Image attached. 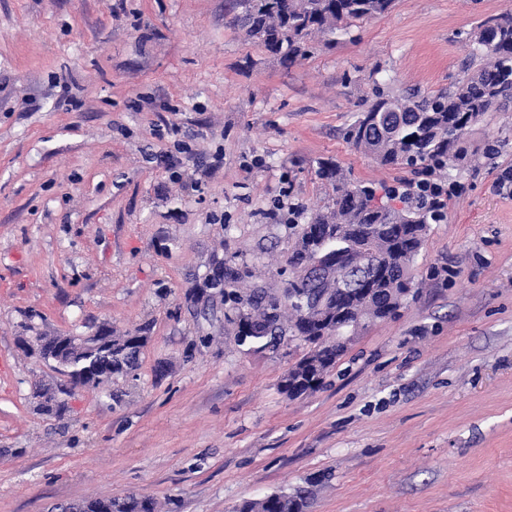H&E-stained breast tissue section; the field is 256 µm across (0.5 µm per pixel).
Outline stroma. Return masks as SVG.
Instances as JSON below:
<instances>
[{"label": "stroma", "mask_w": 512, "mask_h": 512, "mask_svg": "<svg viewBox=\"0 0 512 512\" xmlns=\"http://www.w3.org/2000/svg\"><path fill=\"white\" fill-rule=\"evenodd\" d=\"M512 0H395L287 65L227 0H0V512L133 494L160 512H236L315 481L307 512H512V111L463 172L412 267L415 300L358 328L312 393L281 381L307 353L239 343L218 266L282 294L332 189L396 184L345 131L374 86L435 92L469 33ZM222 153L203 201L148 154L156 126ZM147 328L139 367L71 386L26 336ZM64 394L62 413L42 394Z\"/></svg>", "instance_id": "stroma-1"}]
</instances>
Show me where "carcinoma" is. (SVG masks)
<instances>
[{
  "instance_id": "cac0c4a2",
  "label": "carcinoma",
  "mask_w": 512,
  "mask_h": 512,
  "mask_svg": "<svg viewBox=\"0 0 512 512\" xmlns=\"http://www.w3.org/2000/svg\"><path fill=\"white\" fill-rule=\"evenodd\" d=\"M395 0H229L233 22L257 40L268 52L291 65L306 58L316 37L336 41L351 33L357 24L388 13ZM494 110H512V13L485 19L473 35V52L464 76L445 91L435 94L409 89L393 95L379 88L374 98L345 132L355 148L371 154L382 166L406 165L424 173L466 170L477 150L467 142L472 127ZM317 175L333 190L332 204L301 227L290 258L293 267L307 262L306 237L318 224L336 225V233L348 238L359 235L365 251L353 254L359 263L376 265L380 276L368 291L353 297L336 288L343 269L338 263L327 274L301 282L307 298L328 300V313L344 308L356 310L366 322L383 318L399 308L411 287L410 268L420 252L427 224L441 219L417 190L401 194L389 189L385 197L403 203L397 209L376 197L365 183L351 184L340 175L337 165L320 162ZM224 303L229 305L241 341L259 350L275 352L285 337L298 333L315 336L318 327L304 318V308L286 295H273L261 287L242 291L232 271L224 273ZM147 337L115 336L112 344L98 352L106 370L95 378L79 382L97 388L112 375L134 371ZM336 363V347L324 345L317 364L299 366L283 379V389L292 395L315 390L324 373ZM308 492L298 488L247 500L239 512H305ZM83 512H155L149 498L90 499L82 502Z\"/></svg>"
}]
</instances>
